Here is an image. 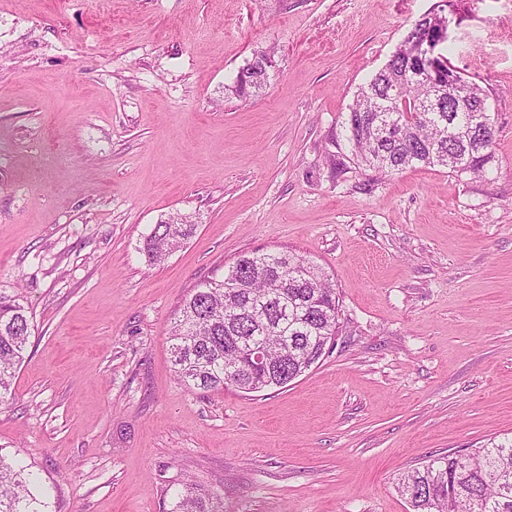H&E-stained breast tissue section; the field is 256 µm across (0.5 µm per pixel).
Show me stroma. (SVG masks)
Segmentation results:
<instances>
[{"label":"stroma","mask_w":512,"mask_h":512,"mask_svg":"<svg viewBox=\"0 0 512 512\" xmlns=\"http://www.w3.org/2000/svg\"><path fill=\"white\" fill-rule=\"evenodd\" d=\"M441 5L496 158L365 171L347 109ZM260 47L266 88L225 95ZM282 247L336 287L333 350L283 389L181 384L182 299ZM0 293L34 325L0 451L49 512H171L187 477L224 512H410L403 472L512 435V0H0ZM187 218L174 223L171 218L155 224L144 243V250L153 261L161 262L187 240L195 230V224H185Z\"/></svg>","instance_id":"1"}]
</instances>
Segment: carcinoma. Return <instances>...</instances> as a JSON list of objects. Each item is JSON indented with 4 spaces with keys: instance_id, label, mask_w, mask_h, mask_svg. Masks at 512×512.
<instances>
[{
    "instance_id": "carcinoma-1",
    "label": "carcinoma",
    "mask_w": 512,
    "mask_h": 512,
    "mask_svg": "<svg viewBox=\"0 0 512 512\" xmlns=\"http://www.w3.org/2000/svg\"><path fill=\"white\" fill-rule=\"evenodd\" d=\"M442 15L415 21L387 62L358 88L343 131L356 163L380 175L415 166L442 167L460 176L485 174L495 161L496 129L475 130L478 103L487 94L455 72L468 97L424 103L448 83L451 62L435 43ZM438 47L434 70L414 71L419 49ZM254 59L239 68L224 93L247 99L269 83ZM182 219L153 227L144 250L164 260L194 232ZM339 298L325 272L307 257L282 248L239 255L220 279L199 282L182 300L169 336L180 382L203 391L243 393L283 388L320 363L339 329ZM32 329L19 296L0 294V405L8 401ZM262 354L264 364L253 365ZM412 512H512V437L483 445L473 455L450 453L404 472L397 485ZM36 477L0 453V512H47ZM172 512H223L218 495L186 481Z\"/></svg>"
}]
</instances>
